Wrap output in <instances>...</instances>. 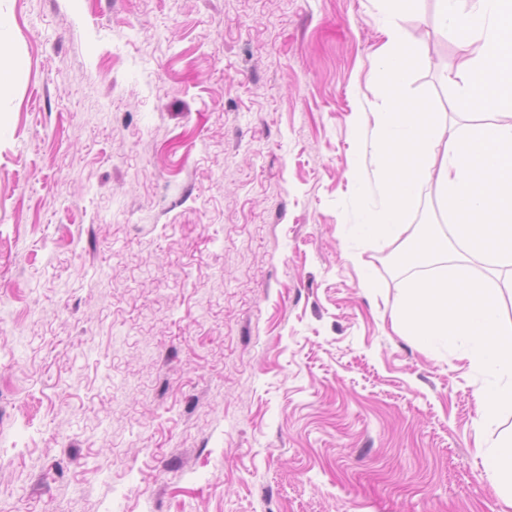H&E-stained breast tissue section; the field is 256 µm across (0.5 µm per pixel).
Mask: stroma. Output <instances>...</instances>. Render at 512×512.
Listing matches in <instances>:
<instances>
[{
    "label": "stroma",
    "mask_w": 512,
    "mask_h": 512,
    "mask_svg": "<svg viewBox=\"0 0 512 512\" xmlns=\"http://www.w3.org/2000/svg\"><path fill=\"white\" fill-rule=\"evenodd\" d=\"M0 12V512H504L475 444L512 406L393 330L401 247L354 233L393 18L402 100L483 118L436 0ZM11 29V20L9 17L0 14V44H1V57H0V99L9 97L14 91V80L11 69L2 62V43L8 37Z\"/></svg>",
    "instance_id": "35a3bbf8"
}]
</instances>
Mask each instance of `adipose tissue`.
<instances>
[{
    "label": "adipose tissue",
    "mask_w": 512,
    "mask_h": 512,
    "mask_svg": "<svg viewBox=\"0 0 512 512\" xmlns=\"http://www.w3.org/2000/svg\"><path fill=\"white\" fill-rule=\"evenodd\" d=\"M439 35L463 53V98L485 121L454 132L441 128L427 102L403 106L401 90L416 65L409 33L391 23L375 52L386 80L387 109L363 117L377 154L379 208L364 213L356 234L374 243H401L405 280L394 327L421 344L467 340L470 368L493 375L478 399L484 414L512 404V325L502 322L495 289L474 276L469 258L512 264V0H438ZM436 175L443 225L406 222L421 186ZM488 479L512 508V439L480 441Z\"/></svg>",
    "instance_id": "1"
}]
</instances>
